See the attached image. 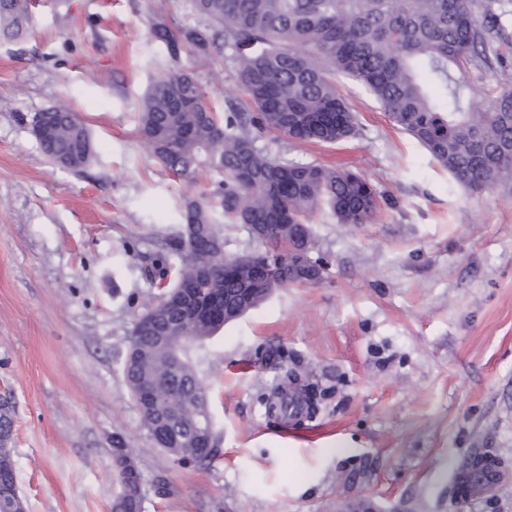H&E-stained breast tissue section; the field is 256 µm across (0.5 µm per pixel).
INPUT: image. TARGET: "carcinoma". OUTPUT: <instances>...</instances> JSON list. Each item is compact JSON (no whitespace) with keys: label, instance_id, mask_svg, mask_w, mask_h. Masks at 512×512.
Returning a JSON list of instances; mask_svg holds the SVG:
<instances>
[{"label":"carcinoma","instance_id":"1","mask_svg":"<svg viewBox=\"0 0 512 512\" xmlns=\"http://www.w3.org/2000/svg\"><path fill=\"white\" fill-rule=\"evenodd\" d=\"M211 26L224 29L240 86L252 111L228 101L219 114L196 78L162 73L140 104L138 131L151 155L176 176L192 181L204 171L219 182L222 213L195 200L186 203L181 235L160 270L159 299L133 324L123 360L126 385L148 436L177 459L213 457L214 432L208 390L188 353L257 308L277 288L321 283L328 268L319 260L300 268L316 248L311 224L322 207L339 224H371L379 211L376 189L361 174L315 162L285 160L261 143L273 133L303 143L334 144L356 137L360 126L336 88L340 74L362 85L393 124L410 135L464 187L512 190V90L473 102L470 87L454 69L473 65L493 71L502 63L490 53L501 17L512 14L487 0L488 22L477 23L473 0H191ZM28 22V0H0V36L19 38ZM155 39L173 56L186 50L207 55L208 29L177 33L159 26ZM42 152L64 169L84 168L94 155L85 121L66 108L45 137ZM246 226L257 248L234 256L224 251L219 215ZM217 313L222 324L204 322L199 310ZM181 320V334L164 336L160 324ZM164 414L185 439L169 442L158 433ZM14 410L0 404V512H25L11 440ZM131 445L113 441L120 493L112 512H133L144 501L141 476L127 472Z\"/></svg>","mask_w":512,"mask_h":512}]
</instances>
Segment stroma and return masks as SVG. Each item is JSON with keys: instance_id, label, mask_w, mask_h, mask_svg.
<instances>
[{"instance_id": "obj_1", "label": "stroma", "mask_w": 512, "mask_h": 512, "mask_svg": "<svg viewBox=\"0 0 512 512\" xmlns=\"http://www.w3.org/2000/svg\"><path fill=\"white\" fill-rule=\"evenodd\" d=\"M203 26L187 0H36L29 31L0 38V400L25 512H112V438L130 439L144 512H512V192L460 186L396 129L360 84L336 86L358 137L268 139L273 154L360 172L371 224L317 212L316 285L275 291L192 351L209 391L214 457L180 463L141 427L124 382L129 333L156 300L154 258L178 238L186 200L137 133L164 72L195 74L216 111L239 97L232 51L171 57L154 28ZM468 67L475 102L512 87V17ZM68 104L95 153L67 170L40 150L38 112ZM316 396L282 418L265 399L286 374ZM493 456L494 488L461 495L467 461Z\"/></svg>"}]
</instances>
